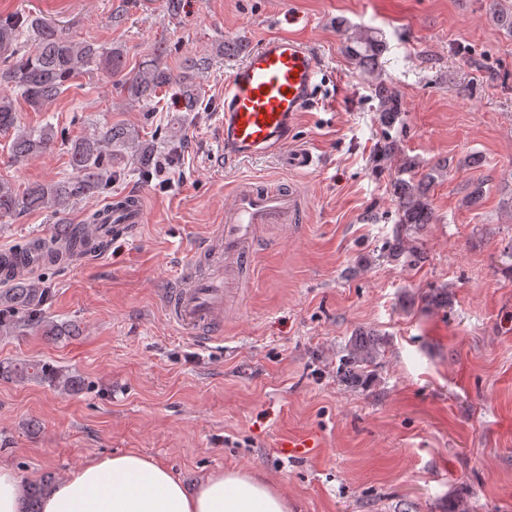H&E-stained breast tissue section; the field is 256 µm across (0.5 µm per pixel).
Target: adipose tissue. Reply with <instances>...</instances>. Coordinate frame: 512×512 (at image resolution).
I'll list each match as a JSON object with an SVG mask.
<instances>
[{"label": "adipose tissue", "instance_id": "obj_1", "mask_svg": "<svg viewBox=\"0 0 512 512\" xmlns=\"http://www.w3.org/2000/svg\"><path fill=\"white\" fill-rule=\"evenodd\" d=\"M41 512H288L287 497L264 478L237 469L186 486L137 453L92 458L44 496Z\"/></svg>", "mask_w": 512, "mask_h": 512}]
</instances>
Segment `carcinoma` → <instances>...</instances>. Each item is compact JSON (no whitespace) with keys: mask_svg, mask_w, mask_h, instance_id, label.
<instances>
[{"mask_svg":"<svg viewBox=\"0 0 512 512\" xmlns=\"http://www.w3.org/2000/svg\"><path fill=\"white\" fill-rule=\"evenodd\" d=\"M387 49L386 41L372 29L359 31L348 37L345 53L351 64L367 74L378 71L379 59ZM165 49L154 48L151 56L137 67L126 70V57L117 48L105 50L90 41H78L46 22H35L24 16L0 20V83L16 88L26 104L38 111L63 91L70 80L93 68L120 77L122 92L132 101L151 102L165 87L179 86L188 111L197 110L203 100L202 86L196 82L198 74L207 69L208 58L187 57L179 76L161 66ZM378 100L380 124L384 127L378 141L374 161L385 167L396 159L399 162L394 180L397 225L394 243L388 256L394 260L404 253L421 259L422 251L411 231L430 223L432 219L431 188L439 172L449 164L438 163L426 173H418L419 163L405 155L402 142L395 132L402 122V104L398 94L385 83H374ZM20 116L12 97L0 93V135L16 132L12 155L18 162L47 152L55 144L58 131L51 123L37 130L19 132ZM131 152L138 170L148 174L157 146L154 140L122 125H107L89 135L77 136L69 142L70 165L75 171L71 179L30 184L18 190L12 183L0 180V220L30 210H44L59 215L70 204L93 199L110 189L112 161L122 151ZM103 242L71 224H57L49 242H39L34 248L22 247V255L36 252L37 260L49 265L59 261L60 255L82 253L100 248ZM48 294L42 282L20 279L0 291V335L13 333L25 326L42 336H74L80 327L76 323H58L43 315L42 305ZM427 305L448 307L447 287L434 288L423 296ZM384 356V341L379 334L360 331L350 340L346 354L340 359L336 374L352 387L361 386L373 374L372 367ZM0 377L16 382L44 379L61 392L79 389L80 380L54 366L37 360L0 363ZM54 483L46 474L38 482L26 485V512H40L39 504Z\"/></svg>","mask_w":512,"mask_h":512,"instance_id":"carcinoma-1","label":"carcinoma"}]
</instances>
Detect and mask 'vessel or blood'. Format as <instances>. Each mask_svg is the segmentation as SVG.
I'll list each match as a JSON object with an SVG mask.
<instances>
[{"label":"vessel or blood","mask_w":512,"mask_h":512,"mask_svg":"<svg viewBox=\"0 0 512 512\" xmlns=\"http://www.w3.org/2000/svg\"><path fill=\"white\" fill-rule=\"evenodd\" d=\"M320 62L305 42L284 34L251 49L224 84L225 160L274 155L309 106ZM140 196L124 195L100 208L99 235L116 241L143 221ZM305 216L299 186L268 187L266 180L239 182L212 237L198 243L180 280L163 297L168 322L202 343L221 339L232 304L255 275L254 247L272 224H298Z\"/></svg>","instance_id":"vessel-or-blood-1"}]
</instances>
